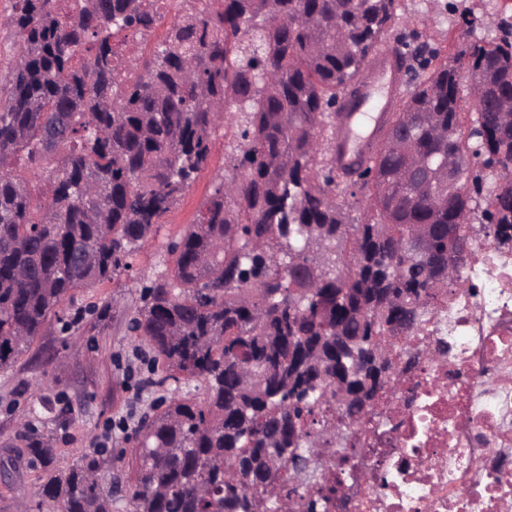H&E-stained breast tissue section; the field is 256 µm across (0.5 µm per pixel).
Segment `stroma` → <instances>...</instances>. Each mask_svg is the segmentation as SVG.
<instances>
[{
    "label": "stroma",
    "instance_id": "1",
    "mask_svg": "<svg viewBox=\"0 0 512 512\" xmlns=\"http://www.w3.org/2000/svg\"><path fill=\"white\" fill-rule=\"evenodd\" d=\"M401 11L422 39L451 57L459 44L494 37L500 15L512 13V0H402ZM233 139L232 125L218 129L208 167L132 268L119 281L77 294L65 306L67 324H52L12 373L0 376V460L18 458L23 441L17 424L27 419L65 465L98 450L107 473L116 455L130 453L139 417L161 392L147 384L151 353L129 332L128 321L142 285L165 272L168 243L193 223L219 176L228 172ZM41 398L49 409L32 417V405Z\"/></svg>",
    "mask_w": 512,
    "mask_h": 512
}]
</instances>
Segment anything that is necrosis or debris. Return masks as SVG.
Masks as SVG:
<instances>
[{"label": "necrosis or debris", "instance_id": "obj_1", "mask_svg": "<svg viewBox=\"0 0 512 512\" xmlns=\"http://www.w3.org/2000/svg\"><path fill=\"white\" fill-rule=\"evenodd\" d=\"M460 288L437 290L394 341L399 383L381 393L320 480L328 512H512V240L468 227Z\"/></svg>", "mask_w": 512, "mask_h": 512}]
</instances>
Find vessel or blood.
I'll use <instances>...</instances> for the list:
<instances>
[{
  "mask_svg": "<svg viewBox=\"0 0 512 512\" xmlns=\"http://www.w3.org/2000/svg\"><path fill=\"white\" fill-rule=\"evenodd\" d=\"M407 88L402 52L391 44L380 45L339 98L330 141L331 159L339 173L355 172L373 160L391 131Z\"/></svg>",
  "mask_w": 512,
  "mask_h": 512,
  "instance_id": "obj_1",
  "label": "vessel or blood"
}]
</instances>
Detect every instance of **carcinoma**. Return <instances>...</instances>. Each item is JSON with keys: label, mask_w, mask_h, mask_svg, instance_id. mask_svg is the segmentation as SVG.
<instances>
[{"label": "carcinoma", "mask_w": 512, "mask_h": 512, "mask_svg": "<svg viewBox=\"0 0 512 512\" xmlns=\"http://www.w3.org/2000/svg\"><path fill=\"white\" fill-rule=\"evenodd\" d=\"M401 0H188L161 40L121 67L115 33L148 42L155 0H14V65L0 73V373L29 352L80 290L132 267L236 120L231 174L145 286L130 331L153 352L159 389L199 382L143 414L127 463L132 512H322L326 495L268 482L316 472L312 451L363 423L399 376L390 339L409 336L445 274L454 238L489 188L512 238V16L501 36L454 59L419 41ZM412 70L394 128L369 166L342 179L329 160L338 95L387 39ZM469 158L465 188L402 176ZM366 197L350 224L336 187ZM421 233L428 250L414 247ZM49 512H112L99 462L62 466L21 423Z\"/></svg>", "instance_id": "carcinoma-1"}]
</instances>
